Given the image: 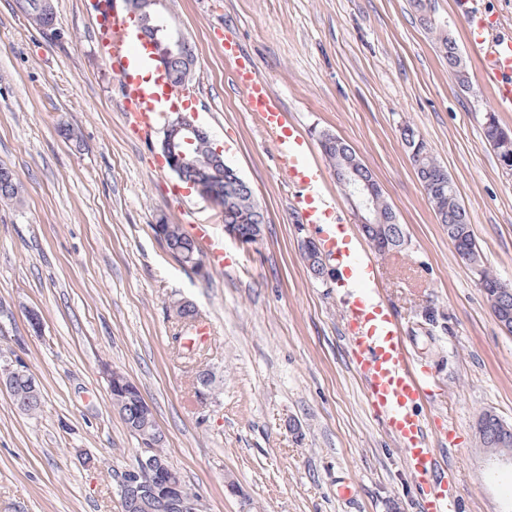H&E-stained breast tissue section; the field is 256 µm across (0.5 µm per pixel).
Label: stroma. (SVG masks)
Segmentation results:
<instances>
[{"instance_id":"1","label":"stroma","mask_w":512,"mask_h":512,"mask_svg":"<svg viewBox=\"0 0 512 512\" xmlns=\"http://www.w3.org/2000/svg\"><path fill=\"white\" fill-rule=\"evenodd\" d=\"M96 5L54 0L46 35L0 0V167L19 184L0 200V360L21 358L42 393L27 415L0 389V512H122L111 474L135 466L138 443L112 406L107 368L149 404L202 512H419L421 491L352 367L336 287L303 259L320 231L291 213L294 189L234 80L228 37L299 121L346 224L356 219L320 133L348 143L379 182L408 238L377 255L379 294L429 373L423 413L457 512H512V464L491 462L476 432L486 411L512 425V335L401 138L412 126L447 168L485 262L512 282V170L484 138L495 105L452 0L428 5L457 44L465 87L410 0H173L197 56L194 114L266 217L254 245L228 237L195 193L172 199L176 176L155 168L160 131L126 128ZM496 114L512 131V112ZM169 220L209 225L223 267L181 266L152 231ZM179 301L210 327L192 351ZM202 371L213 377L205 390Z\"/></svg>"}]
</instances>
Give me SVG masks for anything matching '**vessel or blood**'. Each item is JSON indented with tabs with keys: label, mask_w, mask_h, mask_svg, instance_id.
Returning a JSON list of instances; mask_svg holds the SVG:
<instances>
[{
	"label": "vessel or blood",
	"mask_w": 512,
	"mask_h": 512,
	"mask_svg": "<svg viewBox=\"0 0 512 512\" xmlns=\"http://www.w3.org/2000/svg\"><path fill=\"white\" fill-rule=\"evenodd\" d=\"M455 6L496 107L511 112L512 35L497 34V17L479 8L477 0H455ZM100 47L120 79L122 107L133 133L149 134L165 112L184 104L185 90L168 84L154 65L149 43L135 34L125 15L113 13ZM224 54L235 61L247 106L272 141L282 176L296 188L290 200L293 213L301 223L322 229V246L338 272L335 284L348 296L344 321L351 360L368 407L397 441L410 477L422 490V512H456L453 480L439 468L438 450L421 413L427 380L402 343L397 317L377 294L375 262L344 224L336 199L324 194V172L279 96L233 40L225 41ZM189 232L211 262L223 265L224 246L212 238L208 225H190Z\"/></svg>",
	"instance_id": "vessel-or-blood-1"
}]
</instances>
